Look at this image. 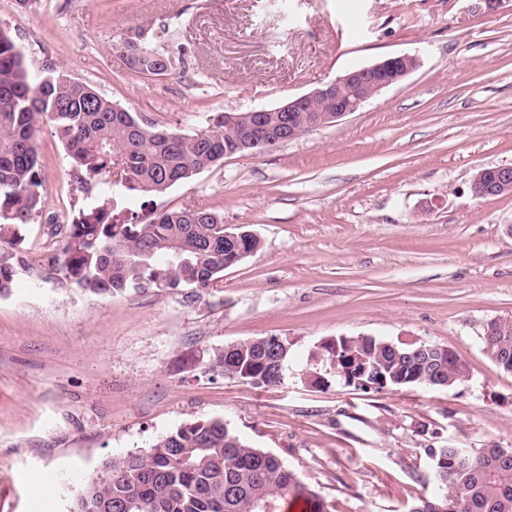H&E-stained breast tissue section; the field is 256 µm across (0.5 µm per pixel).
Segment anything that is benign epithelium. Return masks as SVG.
I'll list each match as a JSON object with an SVG mask.
<instances>
[{
    "mask_svg": "<svg viewBox=\"0 0 512 512\" xmlns=\"http://www.w3.org/2000/svg\"><path fill=\"white\" fill-rule=\"evenodd\" d=\"M417 63V58L409 54L388 56L369 66L351 71L329 81L313 91L288 100L269 110L273 112H303L309 102L323 98L336 103L334 113L326 119L334 123L343 117L360 110L366 102L383 90L402 82L412 71L410 64ZM265 108L245 112V126L239 142V149L249 151L257 146L271 150L299 138L291 132V125L285 121L277 129L261 126ZM494 182L482 187L473 184L471 190L475 195L488 196L509 194L512 192V166L493 168Z\"/></svg>",
    "mask_w": 512,
    "mask_h": 512,
    "instance_id": "1",
    "label": "benign epithelium"
}]
</instances>
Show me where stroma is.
<instances>
[{
    "label": "stroma",
    "mask_w": 512,
    "mask_h": 512,
    "mask_svg": "<svg viewBox=\"0 0 512 512\" xmlns=\"http://www.w3.org/2000/svg\"><path fill=\"white\" fill-rule=\"evenodd\" d=\"M174 66L130 71L137 26ZM30 70L52 66L122 108L194 134L224 111L272 108L394 54L419 64L359 111L275 149L235 155L151 197L219 212L260 249L192 302L155 288L95 296L45 266L52 225L114 202L78 183L52 127L37 138L45 207L22 231L30 271L0 297V512H69L104 462L193 420L220 419L277 455L330 512H409L432 498L427 450L512 448V373L483 351L512 320V194L479 198L484 167L512 166V0H0ZM293 344L286 378L255 387L209 372L247 339ZM373 336L454 350L450 389L365 392L310 381L323 340ZM54 485L34 489V474Z\"/></svg>",
    "instance_id": "stroma-1"
}]
</instances>
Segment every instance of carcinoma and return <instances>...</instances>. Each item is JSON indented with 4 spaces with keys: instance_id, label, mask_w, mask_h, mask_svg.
<instances>
[{
    "instance_id": "cac0c4a2",
    "label": "carcinoma",
    "mask_w": 512,
    "mask_h": 512,
    "mask_svg": "<svg viewBox=\"0 0 512 512\" xmlns=\"http://www.w3.org/2000/svg\"><path fill=\"white\" fill-rule=\"evenodd\" d=\"M167 35L164 28L137 27L122 44L130 70L162 75L173 60L150 47ZM329 104L317 100L301 112L302 133L323 117ZM66 146L79 183L106 190L113 171L127 175L122 186L143 196L165 192L236 151L241 125L213 116L209 129L181 134L155 127L114 103L92 86L49 68L35 80L12 37L0 29V296L9 294L18 269L26 264L18 245L21 231L42 214V168L37 136L44 124ZM62 256L49 259L61 279L98 296L139 288L186 289L200 299L235 266L260 247L255 237H224V217L206 208L155 211L148 220L132 213L128 224L112 223L103 204L79 210L60 225ZM423 343L373 337H335L312 352L329 368L363 375V391L386 386L450 388L461 383L466 365L455 351L444 358L419 351ZM484 352L512 371V327L494 325L483 336ZM292 343L250 339L215 351L208 371L256 387L281 383ZM428 479L447 488L451 512H512V450L491 445L472 451L455 445L427 449ZM105 476L90 481L70 512H282V503L300 501L303 512H330L319 493L303 483L278 457L247 444L220 419L194 420L104 464Z\"/></svg>"
}]
</instances>
